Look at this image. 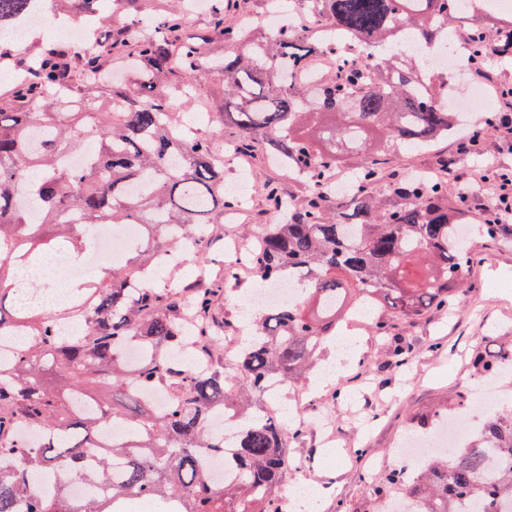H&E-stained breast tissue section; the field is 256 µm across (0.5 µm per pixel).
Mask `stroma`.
<instances>
[{"instance_id": "stroma-1", "label": "stroma", "mask_w": 512, "mask_h": 512, "mask_svg": "<svg viewBox=\"0 0 512 512\" xmlns=\"http://www.w3.org/2000/svg\"><path fill=\"white\" fill-rule=\"evenodd\" d=\"M457 146L454 140L443 142L418 156L391 161L388 168L403 175L426 167L436 171L451 155L456 156L457 168L465 176L489 163L512 168V150L497 134L483 140V153L478 157L457 156ZM240 177L251 202L249 212L237 216L239 226L268 221L270 212L262 195L267 179H276L284 195L297 196L302 191L300 182L270 167L265 158L251 160L244 169L235 156L225 154V182ZM485 201L484 191L478 189L464 206V220L474 228L470 289L458 292L450 309L433 312L411 326L398 321L393 324L394 333L412 345L405 365L389 363L388 337L376 335L366 325L355 331L359 364L325 387L311 378L289 387L286 409L304 403L308 420L324 419L342 442L338 448L326 447L319 433L310 429L299 443L297 456L307 465L297 473V480L329 489L320 512H336L340 507L346 512H373L367 491L368 477L377 474L373 461L397 466L398 447L412 429V418L436 412L452 415L457 394L477 383L473 357L491 341L512 343V241L489 239L478 229Z\"/></svg>"}]
</instances>
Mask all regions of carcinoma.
I'll list each match as a JSON object with an SVG mask.
<instances>
[{
    "label": "carcinoma",
    "mask_w": 512,
    "mask_h": 512,
    "mask_svg": "<svg viewBox=\"0 0 512 512\" xmlns=\"http://www.w3.org/2000/svg\"><path fill=\"white\" fill-rule=\"evenodd\" d=\"M185 2L157 13L153 0H48L59 15L98 20L95 39L105 42L76 51L54 41L33 52L0 43V59L25 79L0 89V302L7 294L11 301L8 312L0 306V343L26 338L14 351L0 346V459L10 460L0 464V512H125L132 496L149 497L154 512H287L280 488L305 420L287 429L254 414L227 442L207 430L210 414L238 408L269 378L302 383L362 302L382 335L392 318L411 324L450 308L466 284L470 246L458 240L463 213L448 207V184L405 178L392 188L399 202L383 210L373 188L390 158L465 134L463 115L445 104L447 83H435L403 42L426 48L439 40V25L474 21L471 65L490 52L512 58V23L499 25L490 0H304L316 7L319 30L285 23L260 38L240 27L239 0H209L207 27L191 35ZM32 3L0 0V30L28 17ZM324 36L340 40L342 67L313 85L296 81L327 50ZM216 42L230 55L209 54ZM358 45L374 56L370 66L348 64L346 48ZM205 70L225 82L218 102L199 88ZM189 109L218 131L230 117L239 151H262L306 189L296 201L263 184L281 221L262 228L249 265L265 282L288 277L301 294L265 309L253 321L255 338L230 353L213 301L233 276L187 291L128 287L161 254L205 262L213 214L233 207L222 148L190 131ZM351 152L360 167L341 200L332 172ZM67 154L88 158L70 167ZM101 224L140 225L144 261L77 283L67 312L23 303L15 272L44 264L65 242L73 254L89 250ZM189 309L198 322L192 334L182 326ZM193 343L211 359L206 372L175 359ZM506 362L510 343L477 355L473 366L484 378ZM43 367L72 382L70 400L45 385ZM88 385L135 406L143 390L160 388L169 404L163 412L123 409L87 394ZM115 420L134 439L99 446V430ZM25 424L45 439L25 442ZM206 452L229 456L236 476L210 477ZM493 453L505 463L490 483ZM90 454L99 478L112 481L109 495L76 501L61 480L50 497L33 484L41 471L82 477ZM368 494L378 504L410 499L417 512H459L462 499L466 512H512V412L489 414L471 445L429 460L411 482L391 468Z\"/></svg>",
    "instance_id": "1"
}]
</instances>
